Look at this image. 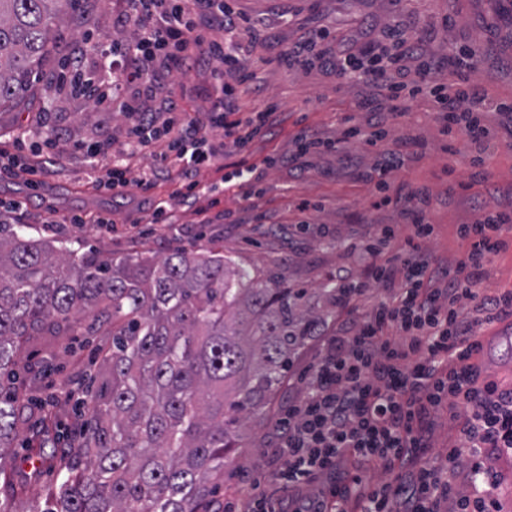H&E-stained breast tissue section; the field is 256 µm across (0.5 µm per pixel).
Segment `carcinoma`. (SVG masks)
Masks as SVG:
<instances>
[{"label": "carcinoma", "instance_id": "obj_1", "mask_svg": "<svg viewBox=\"0 0 512 512\" xmlns=\"http://www.w3.org/2000/svg\"><path fill=\"white\" fill-rule=\"evenodd\" d=\"M83 0H0V109L18 105ZM327 309L274 274L241 269L224 251L101 258L0 223V375L18 366L24 340L83 333L88 314L109 323L101 384L70 426L55 402L20 386L0 394V512L22 495L31 512H222L212 483L241 447L246 420L259 419L296 355L323 335ZM28 425L21 482L8 452ZM66 448L56 455L46 446ZM48 467L58 481L43 485Z\"/></svg>", "mask_w": 512, "mask_h": 512}]
</instances>
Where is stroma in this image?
Segmentation results:
<instances>
[{
  "label": "stroma",
  "instance_id": "1",
  "mask_svg": "<svg viewBox=\"0 0 512 512\" xmlns=\"http://www.w3.org/2000/svg\"><path fill=\"white\" fill-rule=\"evenodd\" d=\"M247 26L241 43L254 78L239 105L248 112L273 101L272 129L247 150L227 149L222 168L257 167L259 191L244 198L242 190L224 192L222 219L199 223L196 212L205 200L180 194L177 172L157 173L153 149L116 150L114 158L90 162L69 151L72 140L122 138L131 121L118 107L74 97L58 106L49 94L26 95L15 109L0 112V149L20 152L23 163L34 166L41 190L26 175L0 170V205L22 202L21 222L29 231L85 245L104 256L147 252L157 257L204 246H223L225 253L247 270H268L293 288L307 289L319 299L337 268L361 277L366 244L378 225H391L392 244L407 248L413 237L408 214L424 209L434 226L423 242L436 267H455L468 244L458 227L479 219L486 210L512 211V0H229ZM117 0H85L64 35L60 55L78 59L83 69L94 67L82 56L85 34L108 42L120 35L112 26ZM407 25L421 41L426 58L453 64L457 51L472 53V84L485 90L494 107L483 113L489 131L482 148H474L463 134L444 132L442 114L429 97L406 101L400 115H389L385 135L376 143L343 141L340 151H320L296 157L294 139L302 130L323 140L340 139L351 126L372 120L366 90L335 73L314 69L292 72L278 64L288 47L306 39L311 29L325 25L356 41L368 35L380 41L388 25ZM211 62L200 63L187 74L173 72L169 85L182 95L189 114L208 104ZM56 129L58 147L46 156L37 145L45 127ZM399 157L398 168L381 169L384 154ZM269 156L282 164L266 167ZM120 160L130 180L148 179L150 191L128 188L122 195L97 188L113 160ZM222 168L201 169L197 180L219 182ZM165 201L173 214L169 224L151 221L153 204ZM306 212H297L299 202ZM110 216L111 224H71L72 214ZM512 290V229L501 236V246L476 285L479 297L491 298ZM482 349L476 358L484 380L512 388V318L481 324ZM96 336H36L20 352L22 364L37 367L51 359L54 368L38 375L37 387L80 378L97 354ZM316 343L295 357L287 380L267 407L263 420L250 422L243 448L224 469V483L214 497L219 503L241 502L245 494L268 490L283 461L275 454L279 421L296 402L316 355ZM466 417L463 407L440 406L428 424V446L423 457L439 468H450L457 486H465L469 454L449 459L448 448L459 441Z\"/></svg>",
  "mask_w": 512,
  "mask_h": 512
}]
</instances>
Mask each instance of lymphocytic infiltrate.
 <instances>
[{
    "label": "lymphocytic infiltrate",
    "instance_id": "obj_1",
    "mask_svg": "<svg viewBox=\"0 0 512 512\" xmlns=\"http://www.w3.org/2000/svg\"><path fill=\"white\" fill-rule=\"evenodd\" d=\"M118 19L133 28L132 44L102 46L98 66L85 76L86 97L100 104H118L139 120L125 131L124 145L139 151L165 141L159 169L168 161L180 168L189 195L214 196L231 187L248 186L254 169L226 172L220 182L205 186L198 171L214 166L226 146L241 149L261 134L270 115L257 109L240 118L239 88L253 73L241 57L236 39L239 23L227 0H124ZM393 51L372 58L371 46H360L320 26L313 39L335 38L341 77L386 90V108L399 111L402 92L433 97L446 128L461 129L473 143L488 135L480 114L491 106L482 90L465 76L470 53H463L454 82L439 78L431 61L409 74L407 60L421 57L422 48L405 28L385 33ZM131 56L133 68L116 71L112 59ZM217 61L208 107L184 118L178 96L167 83L176 69L189 70L200 59ZM512 222L511 214L491 213L460 225L469 247L454 268L437 271L419 240L432 227L422 213L412 215L416 244L388 258L367 247L371 260L367 282L337 272L338 306L349 308L363 295L366 283L399 282L398 292L379 302L373 312L349 331H324L312 368V386L288 409L282 425L284 464L277 474L278 494L287 496L288 512H439L453 500L455 512H498L494 492L497 474L490 460L512 457V389L481 379L474 358L482 344L476 320L465 317L464 303H475L487 320L512 317V290L479 299L476 284L498 248V233ZM399 332L400 342L384 338V328ZM464 405L461 434L466 447L479 456L470 468L469 490H460L450 472L422 457L424 424L442 403ZM374 463L393 473L391 482L371 487L360 477H346L347 463Z\"/></svg>",
    "mask_w": 512,
    "mask_h": 512
}]
</instances>
